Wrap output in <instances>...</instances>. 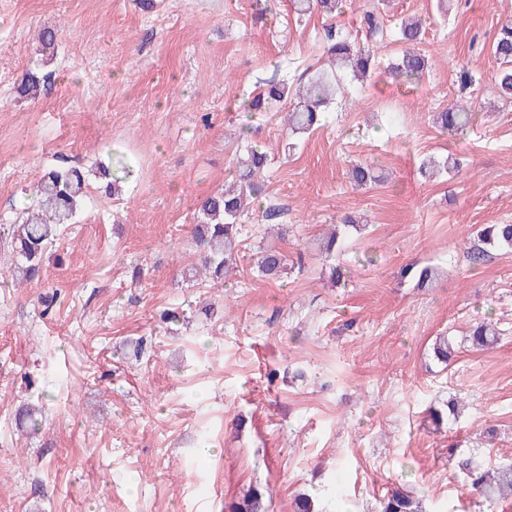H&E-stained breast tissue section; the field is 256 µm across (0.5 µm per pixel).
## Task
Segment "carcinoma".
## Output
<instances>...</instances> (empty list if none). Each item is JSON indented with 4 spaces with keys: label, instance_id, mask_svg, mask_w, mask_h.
Returning a JSON list of instances; mask_svg holds the SVG:
<instances>
[{
    "label": "carcinoma",
    "instance_id": "cac0c4a2",
    "mask_svg": "<svg viewBox=\"0 0 512 512\" xmlns=\"http://www.w3.org/2000/svg\"><path fill=\"white\" fill-rule=\"evenodd\" d=\"M295 10L301 14L317 11L333 17L342 13L347 0H294ZM376 0L372 9L364 12V41L355 45L339 39L327 49L328 67L319 69L305 83L294 89L285 83L271 81L260 94L245 102L251 111L261 112L266 104L293 99L288 111V130L297 134H307L319 121L320 108L327 105L332 96L340 90L336 75L349 71L353 77L368 76L373 59V46L384 38V25L380 5ZM401 40L409 45L400 59L392 66V74L407 83L418 81L426 69L425 57L412 49L421 39L422 25L415 19H406L399 28ZM39 55L52 59L56 57L58 40L55 31L47 29L39 34ZM494 54L503 65L498 75L500 92L512 98V23L504 24L498 32L494 44ZM40 61L34 68L22 74L18 84V94L22 98L35 99L40 95L42 77ZM476 113L466 103H457L446 112L436 115V125L443 133L463 132L474 125ZM269 155L266 151L252 147L247 157L240 161L235 181L224 190L204 198L198 208L200 224L196 225L195 243L199 249L201 265L191 266L192 277L217 284L237 262L239 246V216L248 209L251 194L255 193V179L268 167ZM351 180L358 185L380 181L374 167L359 164L350 170ZM40 200L36 210L22 212L18 222L11 225V246L19 259L17 272L31 281L39 276L43 257L56 240L58 227L70 224L79 210L84 196V178L77 170L60 169L47 172L34 190ZM478 244L468 252L471 264L480 265L490 251L501 247H512V224H492L476 231ZM258 267L265 276H279L286 268V257L276 250H266L259 258ZM404 278L416 280V286L423 288L433 282V268L413 265L401 271ZM499 331L495 323L482 320L470 329L469 342L477 349H487L497 343ZM435 358L448 363L455 353L451 340L438 336L433 345ZM457 469L462 474L468 490L483 498H493L506 491L512 492V462L501 463L494 468H485L471 458L457 461ZM264 493L254 488L243 495L240 502L233 504L229 512H270V506L263 502ZM380 512H421L417 502L405 491L396 488L388 492L380 501Z\"/></svg>",
    "mask_w": 512,
    "mask_h": 512
}]
</instances>
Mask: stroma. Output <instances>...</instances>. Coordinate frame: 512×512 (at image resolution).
<instances>
[{"label": "stroma", "instance_id": "1", "mask_svg": "<svg viewBox=\"0 0 512 512\" xmlns=\"http://www.w3.org/2000/svg\"><path fill=\"white\" fill-rule=\"evenodd\" d=\"M143 2L0 0V512H224L252 486L273 512L301 493L317 512H377L395 486L423 512H512L510 497H471L452 465L512 458V249L467 257L477 227L512 224V99L486 38L512 0H391L367 79L342 75L323 125L296 137L287 104L243 99L323 66L327 30L355 35L371 0L332 20L290 0L270 13L265 0ZM409 16L428 60L412 84L388 69ZM46 28L59 41L47 83L19 98ZM464 67L475 124L439 133ZM252 146L272 162L237 269L221 285L192 278L196 204ZM430 155L460 168L428 176ZM119 159L131 175L109 195L96 169ZM356 163L383 182L352 186ZM70 166L82 207L39 279L13 282L15 211L46 169ZM280 199L276 226L262 212ZM348 215L363 230L327 254ZM265 249L287 257L282 277L259 274ZM409 264L433 267V283L401 279ZM165 309L182 322H160ZM485 318L504 334L471 350L462 339ZM443 334L458 342L446 369L431 356ZM452 396L461 413L435 427L428 408ZM27 404L38 430L17 424Z\"/></svg>", "mask_w": 512, "mask_h": 512}]
</instances>
